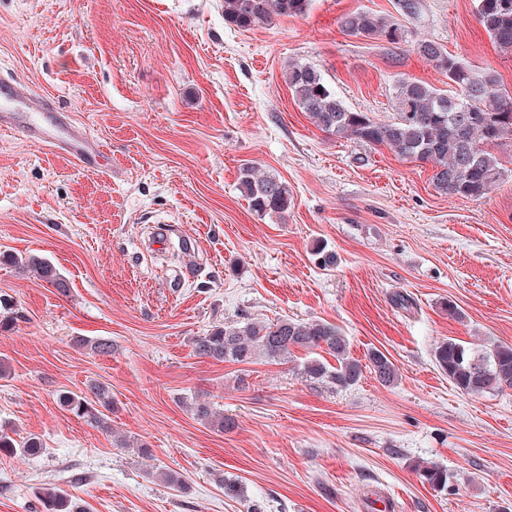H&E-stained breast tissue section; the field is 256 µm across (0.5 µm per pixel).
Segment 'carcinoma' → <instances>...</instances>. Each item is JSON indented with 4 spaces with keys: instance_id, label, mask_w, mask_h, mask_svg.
Here are the masks:
<instances>
[{
    "instance_id": "cac0c4a2",
    "label": "carcinoma",
    "mask_w": 512,
    "mask_h": 512,
    "mask_svg": "<svg viewBox=\"0 0 512 512\" xmlns=\"http://www.w3.org/2000/svg\"><path fill=\"white\" fill-rule=\"evenodd\" d=\"M310 0H224V20L239 29L265 25L275 17L300 16ZM480 23L496 46L512 52V0H477ZM349 35L382 39L396 45L404 37L399 23L367 11H352L339 19ZM416 51L448 78L451 89L436 88L415 79L401 78L394 86V116L376 121L365 112L347 107L317 67L291 61L284 72L285 82L299 108L319 130L336 137L385 146L397 155L428 163L432 185L444 195L479 199L500 180L499 158L495 146L512 142V92L490 69H480L448 53L433 40L417 43ZM466 109L474 116L468 127L461 126L454 114ZM239 188L252 212L260 217L284 216L292 203L288 186L272 173H262L245 164L240 169ZM0 264H9L36 274L46 283L66 292L67 285L55 267L37 255L23 256L0 252ZM24 319L12 299L0 296V332L14 329ZM75 344L90 347L100 354L112 352L106 338L77 337ZM295 349L320 350L336 361L312 358L303 364L304 373L336 390L357 385L369 372L383 385L398 380L394 363L382 352L369 354L368 364L350 355L349 341L335 325L321 321L288 318L275 322L247 319L215 326L192 339L194 355L217 362L250 364L259 357L283 361ZM435 360L454 386L464 393L512 389V345L500 344L480 352L449 338L437 344ZM88 393H65L62 404L67 411L91 426L112 431L108 412L112 411V391L105 384L92 383ZM192 414L220 432L231 430L235 421L218 412L209 402L191 403ZM44 443L38 436L22 441L0 430V455L37 456ZM424 483L437 492L448 489V471L439 465L418 469ZM40 512H86L72 495L57 487H46L38 495Z\"/></svg>"
}]
</instances>
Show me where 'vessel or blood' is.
Returning a JSON list of instances; mask_svg holds the SVG:
<instances>
[{"label":"vessel or blood","instance_id":"1","mask_svg":"<svg viewBox=\"0 0 512 512\" xmlns=\"http://www.w3.org/2000/svg\"><path fill=\"white\" fill-rule=\"evenodd\" d=\"M0 130L17 131L30 141L61 148L82 164L102 156L95 140L77 130L53 104L16 81L0 82Z\"/></svg>","mask_w":512,"mask_h":512}]
</instances>
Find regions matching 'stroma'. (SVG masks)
<instances>
[{"label":"stroma","instance_id":"obj_1","mask_svg":"<svg viewBox=\"0 0 512 512\" xmlns=\"http://www.w3.org/2000/svg\"><path fill=\"white\" fill-rule=\"evenodd\" d=\"M355 10L393 18L403 41L348 35L338 18ZM422 39L512 90V54L475 0H418L408 16L398 0H310L249 30L225 21L224 0H0V79L64 108L108 164L0 133V250L46 258L67 284L0 264V295L24 314L0 332V429L46 445L0 458V512H33L50 484L86 512H373L380 497L399 512H512V390L461 392L434 357L449 338L512 344V147L484 198L442 195L431 165L318 130L283 78L289 60L314 65L349 108L387 120L396 80L448 86ZM246 162L288 185L284 217L249 209ZM321 243L336 266L315 264ZM245 317L334 324L398 380L336 392L303 374L301 349L281 363L194 355L192 337ZM94 381L112 390L109 434L58 400ZM197 399L236 428L197 421ZM426 462L447 468V491L422 482ZM167 470L186 488L160 482Z\"/></svg>","mask_w":512,"mask_h":512}]
</instances>
